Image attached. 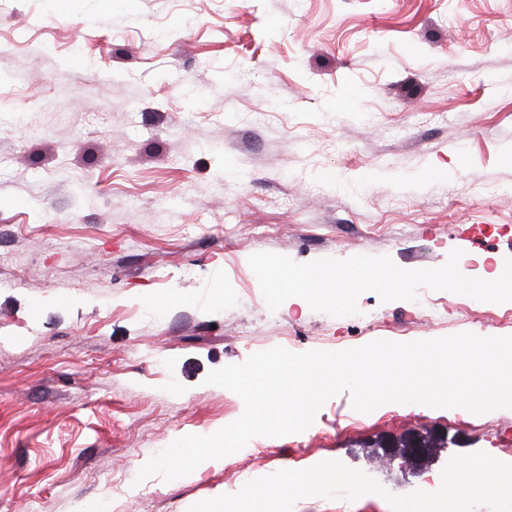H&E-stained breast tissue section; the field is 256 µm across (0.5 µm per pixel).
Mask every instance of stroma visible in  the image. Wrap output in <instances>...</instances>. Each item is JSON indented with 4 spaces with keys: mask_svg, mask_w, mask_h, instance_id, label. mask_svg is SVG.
<instances>
[{
    "mask_svg": "<svg viewBox=\"0 0 512 512\" xmlns=\"http://www.w3.org/2000/svg\"><path fill=\"white\" fill-rule=\"evenodd\" d=\"M510 148L512 0H0V512H188L325 460L396 495L456 454L512 464V409L365 414L345 390L303 432L137 478L242 415L205 379L252 353L512 336L489 291ZM308 265L336 298L290 283ZM412 431L436 442L418 467L384 450Z\"/></svg>",
    "mask_w": 512,
    "mask_h": 512,
    "instance_id": "obj_1",
    "label": "stroma"
}]
</instances>
